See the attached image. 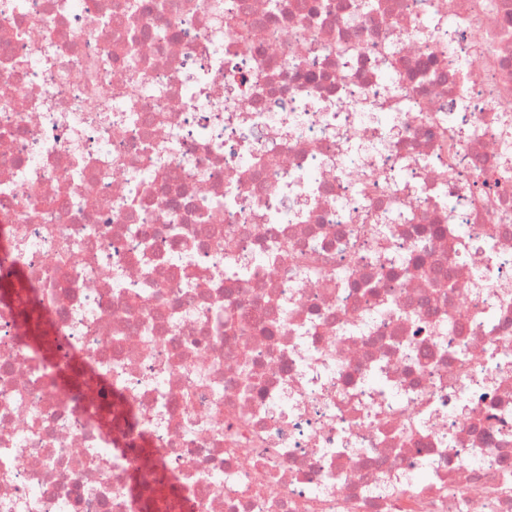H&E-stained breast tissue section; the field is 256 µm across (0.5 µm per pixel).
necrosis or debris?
Segmentation results:
<instances>
[{
    "instance_id": "1",
    "label": "necrosis or debris",
    "mask_w": 512,
    "mask_h": 512,
    "mask_svg": "<svg viewBox=\"0 0 512 512\" xmlns=\"http://www.w3.org/2000/svg\"><path fill=\"white\" fill-rule=\"evenodd\" d=\"M172 493L512 512V0H0V512Z\"/></svg>"
}]
</instances>
